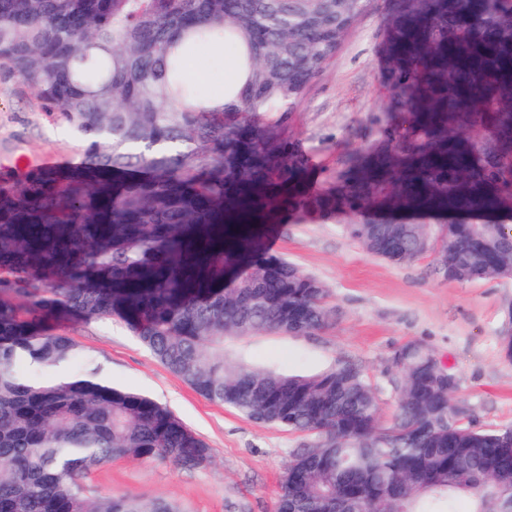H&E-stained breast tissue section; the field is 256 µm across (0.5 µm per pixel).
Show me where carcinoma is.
I'll list each match as a JSON object with an SVG mask.
<instances>
[{
  "instance_id": "1",
  "label": "carcinoma",
  "mask_w": 512,
  "mask_h": 512,
  "mask_svg": "<svg viewBox=\"0 0 512 512\" xmlns=\"http://www.w3.org/2000/svg\"><path fill=\"white\" fill-rule=\"evenodd\" d=\"M372 0H0V70L86 143L67 170L0 177V512H184L127 494L89 500L83 480L116 459L209 464L168 409L93 368L42 317L119 316L201 396L311 442L289 452L276 512L512 508V427L451 414L430 352L391 362L396 409L355 363L316 373L224 357V339L311 336L328 290L266 255L280 214H348L347 235L395 265L440 247L448 279L512 278V0H393L378 137L322 189L300 144L260 122L292 112ZM230 48L241 87L205 92L187 69ZM512 353V307L500 336Z\"/></svg>"
}]
</instances>
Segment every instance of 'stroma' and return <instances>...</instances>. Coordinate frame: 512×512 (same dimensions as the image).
<instances>
[{"label": "stroma", "instance_id": "1", "mask_svg": "<svg viewBox=\"0 0 512 512\" xmlns=\"http://www.w3.org/2000/svg\"><path fill=\"white\" fill-rule=\"evenodd\" d=\"M389 0H376L347 34L336 57L292 112H264L260 120L298 141L309 153L318 184L331 181L347 153L377 137L389 111L382 82ZM83 142L63 119L43 112L34 90L0 70V175L16 176L17 159L42 168L46 158L80 161ZM346 217L308 216L268 225L267 254L318 278L337 318L315 336L261 334L227 340V357L257 367L312 373L338 361L358 364L380 391L382 417L395 409L386 387L393 350L416 341L457 381L475 427H512V357L501 348L503 310L512 304V278L461 284L446 279L437 253L393 265L368 253L345 233ZM54 332L77 345L79 361L97 359L113 385L141 393L169 409L213 450L203 469L160 460L112 461L84 482L88 499L112 493L164 497L185 512H275L287 452L304 435L260 425L209 401L171 373L120 318L52 317Z\"/></svg>", "mask_w": 512, "mask_h": 512}]
</instances>
